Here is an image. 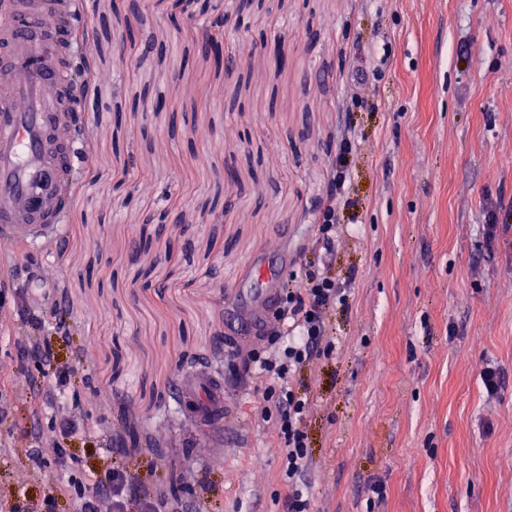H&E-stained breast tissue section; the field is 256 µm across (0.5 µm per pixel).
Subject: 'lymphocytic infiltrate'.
I'll use <instances>...</instances> for the list:
<instances>
[{
    "label": "lymphocytic infiltrate",
    "instance_id": "lymphocytic-infiltrate-1",
    "mask_svg": "<svg viewBox=\"0 0 512 512\" xmlns=\"http://www.w3.org/2000/svg\"><path fill=\"white\" fill-rule=\"evenodd\" d=\"M356 149L354 140L344 139L330 161L333 170L331 193L318 218L315 250L320 261H306L295 283L283 290L274 313L276 327L263 330L261 346L240 358L245 375H260L262 383L254 389L255 407L262 420H274L275 445L281 459V476L289 492L286 512H310L305 473L309 463V440L305 422L311 399L296 388L293 379L312 360L330 358L336 345L326 337L324 315L336 306H348L349 284L329 274L323 261L336 245V210L351 206L348 193L350 157ZM14 344L21 355L37 361L36 380L40 387L36 413L59 415L57 429L27 430L29 446L25 455L32 468H41L46 457H54L59 467H67L68 449L59 447L58 433L76 431L78 424L70 415L61 414V395L71 382L72 367L64 365L49 341L34 336L16 337ZM138 478L120 469L108 476H90L88 483L75 487L76 512H125L138 496Z\"/></svg>",
    "mask_w": 512,
    "mask_h": 512
}]
</instances>
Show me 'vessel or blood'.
<instances>
[{
  "label": "vessel or blood",
  "mask_w": 512,
  "mask_h": 512,
  "mask_svg": "<svg viewBox=\"0 0 512 512\" xmlns=\"http://www.w3.org/2000/svg\"><path fill=\"white\" fill-rule=\"evenodd\" d=\"M80 14L79 0H0L1 245L36 250L61 236L84 137L68 74ZM174 391L196 420H223L220 377L185 372Z\"/></svg>",
  "instance_id": "1"
}]
</instances>
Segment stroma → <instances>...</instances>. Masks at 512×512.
<instances>
[{"label": "stroma", "mask_w": 512, "mask_h": 512, "mask_svg": "<svg viewBox=\"0 0 512 512\" xmlns=\"http://www.w3.org/2000/svg\"><path fill=\"white\" fill-rule=\"evenodd\" d=\"M81 24L91 148L67 222L59 241L0 268L13 283L0 302V495L72 512L67 494L49 496L52 480L74 486L116 464L141 480L128 512L160 487L203 512H284L273 426L229 354L250 342L238 317H271L312 257L330 159L350 137L356 206L337 212L329 262L352 284L350 305L325 314L336 357L296 377L314 402L311 510L512 512V230L491 244L483 229L486 204L512 200V0H83ZM141 30L150 52L136 47ZM218 33L240 83L202 56ZM278 34L279 74L262 49ZM358 66L383 77L355 86ZM130 220L145 250L125 239ZM42 274L55 285L28 310ZM59 314L68 335L53 333ZM25 335L52 338L75 367L64 406L89 429L60 438L73 456L61 475L24 455L34 360L12 339ZM84 336L104 345L80 361ZM483 361L504 378L492 397ZM195 368L223 377V425L179 410L172 382ZM116 430L126 451L110 458L98 444Z\"/></svg>", "instance_id": "1"}]
</instances>
